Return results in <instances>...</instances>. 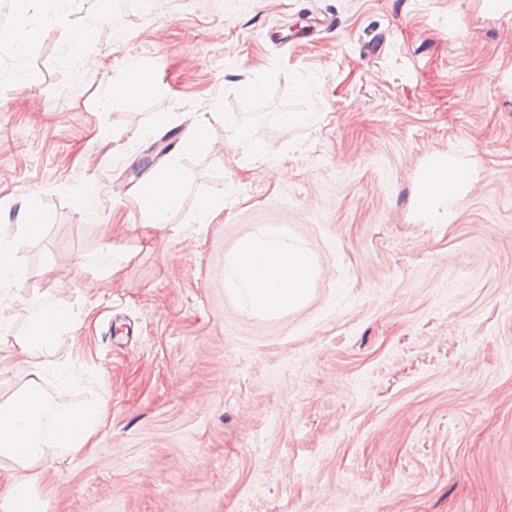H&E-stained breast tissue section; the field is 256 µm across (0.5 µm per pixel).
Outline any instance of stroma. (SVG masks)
I'll list each match as a JSON object with an SVG mask.
<instances>
[{"label":"stroma","instance_id":"35a3bbf8","mask_svg":"<svg viewBox=\"0 0 512 512\" xmlns=\"http://www.w3.org/2000/svg\"><path fill=\"white\" fill-rule=\"evenodd\" d=\"M55 9L11 11L0 45V240L26 275L0 401L40 361L53 405L103 414L83 452L18 471L45 512H512V8L161 0L77 49ZM134 66L152 97L114 94ZM201 126L211 150L171 148ZM434 153L473 175L446 224L412 210ZM171 167L158 230L142 189ZM264 224L320 265L277 319L227 286ZM47 306L72 330L39 359L20 341Z\"/></svg>","mask_w":512,"mask_h":512}]
</instances>
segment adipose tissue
Listing matches in <instances>:
<instances>
[{
    "label": "adipose tissue",
    "mask_w": 512,
    "mask_h": 512,
    "mask_svg": "<svg viewBox=\"0 0 512 512\" xmlns=\"http://www.w3.org/2000/svg\"><path fill=\"white\" fill-rule=\"evenodd\" d=\"M472 181L471 171L452 157L431 154L415 178L416 215L428 224L447 223ZM179 190V177L169 171L147 180L143 198L150 226L164 223ZM229 266L232 292L248 314L261 318L304 307L320 272L316 256L277 225L263 227L240 241L229 257ZM70 328L66 310L45 308L26 329L22 346L35 356L48 352ZM40 378V370H33L26 388L0 402V503L8 512H42L31 485L16 477V469L56 457L63 449H84L99 420L101 406L97 403L50 408Z\"/></svg>",
    "instance_id": "1"
}]
</instances>
